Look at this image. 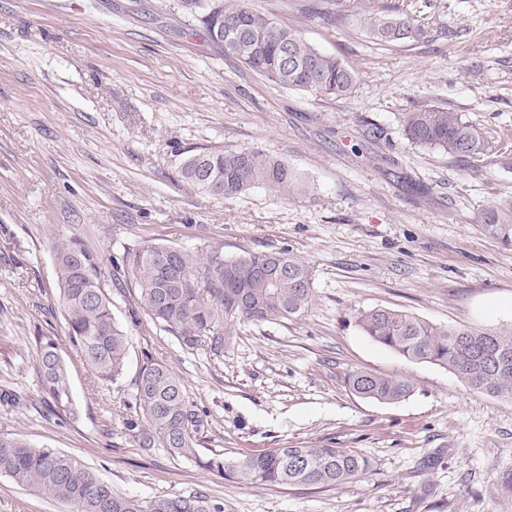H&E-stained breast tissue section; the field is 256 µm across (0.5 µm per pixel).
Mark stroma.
<instances>
[{"mask_svg":"<svg viewBox=\"0 0 512 512\" xmlns=\"http://www.w3.org/2000/svg\"><path fill=\"white\" fill-rule=\"evenodd\" d=\"M410 0H254L318 50L351 65L352 98L280 87L207 42L182 0H0V437L60 450L125 495L198 491L224 512H512V401L414 363L364 336L358 311L388 308L438 326L512 322V247L481 211L512 198V159L473 166L410 145L400 118L428 104L512 140V0H427L423 37L375 45L364 10ZM249 147L309 184L213 197L183 182V159ZM77 235L103 260L142 242L224 257L286 248L314 269L304 316L241 324L223 356L112 313L130 338L124 378L93 385L68 339L52 244ZM56 337L75 419L42 398L34 338ZM182 377L208 413L200 461L145 452L123 431L143 351ZM365 370L411 381L396 403L351 392ZM330 444L369 457L338 487L241 485L205 469L215 454ZM0 512H69L0 476Z\"/></svg>","mask_w":512,"mask_h":512,"instance_id":"obj_1","label":"stroma"}]
</instances>
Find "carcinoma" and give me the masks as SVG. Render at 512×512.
<instances>
[{
    "label": "carcinoma",
    "mask_w": 512,
    "mask_h": 512,
    "mask_svg": "<svg viewBox=\"0 0 512 512\" xmlns=\"http://www.w3.org/2000/svg\"><path fill=\"white\" fill-rule=\"evenodd\" d=\"M416 4L403 12L374 13L363 19L379 45L417 39L424 34ZM201 24L208 39L249 71L289 89L347 98L355 88L353 68L322 53L298 30L252 6L251 0H210ZM406 139L413 145L481 161L494 155L487 132L460 112L422 106L402 114ZM180 175L207 194L211 185L228 197L264 185L293 191L296 174L280 160L251 148L208 149L187 156ZM487 236L512 245V200L480 214ZM56 288L71 345L97 383H117L125 375L129 336L112 313L101 256L77 236L53 244ZM115 280H131L128 316L134 325L147 317L194 352L224 354L240 323H276L299 317L313 301L311 267L287 249L247 252L234 258L203 256L182 247L146 241L114 265ZM360 331L404 358L438 365L468 387L512 400V324L492 329L439 327L405 312L372 308L356 315ZM42 391L55 411L76 414L68 369L58 340L36 338ZM347 385L359 397L394 403L414 390L406 379L354 371ZM136 416L123 425L139 448H165L174 457L202 462L220 477L239 484L337 486L371 472L370 458L333 446L272 448L201 461L196 435L205 412L186 396L181 377L166 362L143 353L134 379ZM0 475L30 492L70 506L71 512H224V503L201 493L169 494L142 500L124 496L73 457L37 449L20 439L0 438Z\"/></svg>",
    "instance_id": "carcinoma-1"
}]
</instances>
